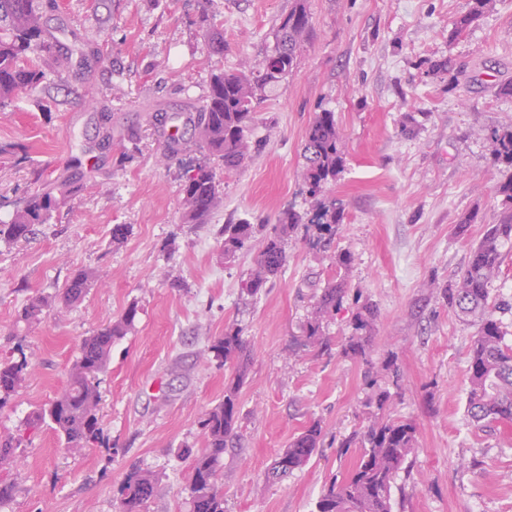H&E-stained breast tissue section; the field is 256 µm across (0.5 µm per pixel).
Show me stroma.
<instances>
[{
    "label": "stroma",
    "mask_w": 512,
    "mask_h": 512,
    "mask_svg": "<svg viewBox=\"0 0 512 512\" xmlns=\"http://www.w3.org/2000/svg\"><path fill=\"white\" fill-rule=\"evenodd\" d=\"M46 15L63 73L0 109V223L37 191L71 180L75 190L28 241L0 240V358L32 362L22 388L0 405V436H22L15 495L0 512H115L133 467L152 473L146 512H188L182 451L205 446L201 421L224 395L225 370L212 340L240 330L253 355L240 393L239 436L224 452V512H316L325 483L356 449L342 443L367 422L366 402L390 390V414L417 423L411 473L400 476L393 512H512V425L474 426L466 413L468 351L477 328L458 318L439 285L453 281L469 250L504 207L496 192L512 170L494 167L493 130L512 124V0L493 7L457 40L454 17L468 0H309L313 37L297 68L267 93L251 138L256 149L224 176L211 224L181 222L180 189L192 159L167 158L169 132L191 136L189 104L209 76L257 62L292 0H58ZM224 33V51L205 44ZM90 47L77 53V43ZM451 59L453 76L429 62ZM336 114L346 146L340 179L320 199L344 211L328 243L297 233L269 288L242 284L253 254L225 259L216 230L283 210L301 213L302 147L316 112ZM465 234H458L460 221ZM130 227L113 245L111 228ZM350 253L347 270L334 257ZM94 269L80 303L58 295L70 274ZM348 290L324 325L329 350L304 345L313 295L335 276ZM40 322L17 315L36 297ZM378 318L367 360L341 353L358 302ZM139 313L112 347L100 376L101 438L68 450L49 427L27 419L66 386L82 340ZM396 354L399 378L382 371ZM323 440L311 460L274 484L267 468L312 421Z\"/></svg>",
    "instance_id": "obj_1"
}]
</instances>
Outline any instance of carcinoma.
I'll return each instance as SVG.
<instances>
[{
    "instance_id": "obj_1",
    "label": "carcinoma",
    "mask_w": 512,
    "mask_h": 512,
    "mask_svg": "<svg viewBox=\"0 0 512 512\" xmlns=\"http://www.w3.org/2000/svg\"><path fill=\"white\" fill-rule=\"evenodd\" d=\"M494 0H470V8L452 24L448 40H454L478 22ZM58 8L57 0H0V108L20 94L38 87L46 72L28 60L39 53L52 61L57 72L65 70L69 58L55 52L54 38L44 25L48 10ZM311 31L308 0H293L288 13L274 31L275 46L257 64L236 71L211 75L209 90L195 108L194 137L177 140L167 152L198 153L202 159L192 165L182 184L181 221L201 227L210 223L224 201L221 173L241 167L251 152L249 133L257 119L266 89L278 85L297 68L298 58ZM493 165L512 168V127L494 131L489 140ZM304 180L308 193L316 197L324 186L336 180L345 167L342 135L336 113L323 109L307 128L303 146ZM506 213L482 239L471 247L469 257L453 283L440 286V293L457 315L477 325L468 356L466 409L478 427L512 423V346L505 342L502 323L496 317L502 302L491 295V283L501 268L504 243L512 241V178L501 183ZM71 193L64 181L60 194L35 192L18 208L6 224H0V239L26 241L34 227L45 224L62 199ZM344 209L337 202H318L311 215L291 209L283 211L274 224H253L248 220L226 224L218 230L223 238L224 257L258 249L247 274L243 291L253 296L272 282L288 260V243L299 228L317 233V241L333 239L343 223ZM91 269L75 270L65 283L62 302L71 307L83 298L94 282ZM346 293L344 279L329 282L316 297L305 324L306 345L323 346V324L331 318ZM48 302L36 298L18 313L27 323L41 320ZM138 306L129 305L123 314L93 335L83 339L79 357L73 364L68 385L55 399L39 408L28 419L32 427L49 426L65 447L72 451L90 448L99 442L100 395L97 376L110 360L112 345L134 326ZM377 311L368 303L358 309L353 332L344 338L341 353L366 359L372 346ZM208 352L224 363L230 375L224 381V398L204 415L202 429L206 444L200 450L187 448L190 459L184 493L190 512H224V484L219 479L224 449L238 436L239 395L245 384L252 350L237 330H230L208 346ZM26 355L0 361V400L23 385L29 374ZM391 395L381 391L370 399L375 407L368 425L342 442L343 448L358 449L357 460L339 479H332L317 502V512H393V488L407 469L416 449L418 426L395 420L387 414ZM322 440L320 423L313 422L283 449L267 478L282 481L305 466ZM21 440L0 437V502L13 497L15 482L10 472L17 462ZM155 493V479L133 468L120 488L118 512H146Z\"/></svg>"
}]
</instances>
